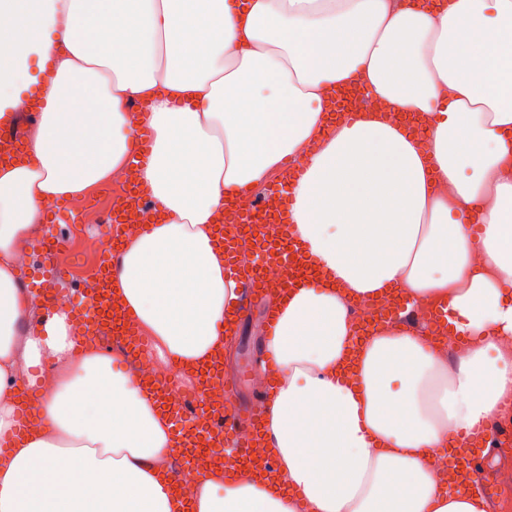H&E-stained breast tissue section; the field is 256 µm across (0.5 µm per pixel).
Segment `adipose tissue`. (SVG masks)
<instances>
[{"label":"adipose tissue","mask_w":512,"mask_h":512,"mask_svg":"<svg viewBox=\"0 0 512 512\" xmlns=\"http://www.w3.org/2000/svg\"><path fill=\"white\" fill-rule=\"evenodd\" d=\"M32 3L0 27V114L33 85L30 57L54 71L25 162L0 167V512H487L427 458L512 398V0ZM350 92L378 110L343 115ZM139 123L156 220L123 240L114 291L187 376L227 350L226 203L308 155L284 207L316 278L275 301L266 340L283 480L227 466L175 494L174 423L139 372L66 309L15 333L37 310L14 261L43 206L129 166ZM388 296L448 311L454 366L405 326L352 322L351 303ZM46 358L58 377L16 435L20 379Z\"/></svg>","instance_id":"adipose-tissue-1"}]
</instances>
